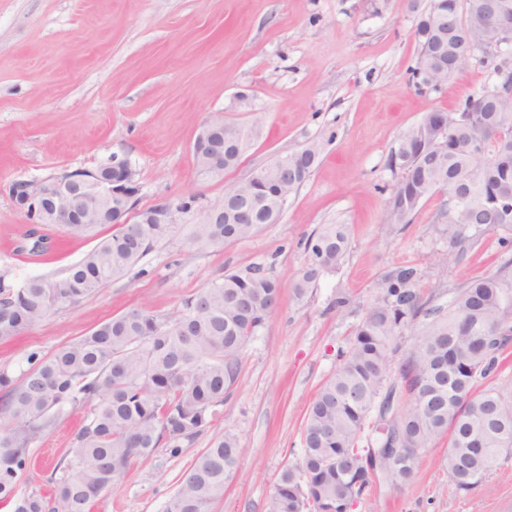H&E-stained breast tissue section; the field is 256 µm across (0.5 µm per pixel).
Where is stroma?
Listing matches in <instances>:
<instances>
[{
    "label": "stroma",
    "instance_id": "35a3bbf8",
    "mask_svg": "<svg viewBox=\"0 0 512 512\" xmlns=\"http://www.w3.org/2000/svg\"><path fill=\"white\" fill-rule=\"evenodd\" d=\"M417 18L409 0H0V278L10 284L62 276L113 232L73 235L45 226L53 251H20L30 225L6 191L12 181L117 157L137 173V208L162 197L213 204L276 157L321 145L318 164L278 223L221 250L195 249L188 236L200 215H179L172 240L125 275L0 343V368L18 376L30 353L52 355L114 316L174 312L224 269L261 265L279 279V305L245 345L218 419L179 456L161 449L135 462L92 512H162L183 471L227 431L243 451L211 512H269L280 471L300 458L307 407L335 370L376 282L413 264L426 294L444 300L450 286L497 270L493 234L456 263H438L447 249L435 229L440 196L393 233L381 229L399 182L388 160L403 133L425 112L454 109L489 81L474 60L441 92L418 91L409 78ZM242 93L250 111L239 108ZM214 115L257 131L242 162L221 179L203 177L193 152ZM322 224L348 225L350 249L300 300L294 283L304 242ZM340 293L351 298L342 310L334 306ZM81 423L78 412L54 417L31 447L20 489L45 485L57 462L72 456ZM447 450V438L438 439L407 482L373 485L352 512H512V460L463 492L442 466Z\"/></svg>",
    "mask_w": 512,
    "mask_h": 512
}]
</instances>
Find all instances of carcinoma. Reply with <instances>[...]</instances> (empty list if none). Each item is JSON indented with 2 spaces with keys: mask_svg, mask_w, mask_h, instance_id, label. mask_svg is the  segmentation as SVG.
I'll use <instances>...</instances> for the list:
<instances>
[{
  "mask_svg": "<svg viewBox=\"0 0 512 512\" xmlns=\"http://www.w3.org/2000/svg\"><path fill=\"white\" fill-rule=\"evenodd\" d=\"M422 73L437 92L465 65L457 57L470 44L484 46L482 63L493 79L512 72V0H430L415 29ZM485 89L453 111L433 110L391 152L388 166L400 181L387 201L382 229L407 224L426 199L439 193L440 234L448 249L438 262L458 261L485 233L512 242V85L499 96ZM455 124L445 138L440 123ZM196 150L200 172L222 173L210 158L224 152V170L236 168L254 140L245 125L208 127ZM317 142L286 155L288 178L274 165L235 186L242 200L260 197L264 210L241 224L237 208L224 207L213 223L194 225L190 246L222 248L252 237L280 218L288 198L310 175ZM148 207L137 224H119L67 275L31 277L19 287L0 279V342L10 341L55 311L119 278L161 242L175 224H152ZM349 249L344 224H322L304 244L307 256L294 289L305 297L320 278L336 271ZM422 272L413 265L382 276L333 373L308 407L298 462L282 469L270 512H348L383 475L407 481L419 451L448 436L443 465L459 490L480 483L512 458V381L475 391L496 373L512 342V258L497 271L448 289V303L423 299ZM280 301V283L262 266L227 269L206 288L159 316L132 310L102 323L48 357L31 353L30 368L16 380L0 368V502L13 512H90L133 463L159 448L177 456L219 415L241 368L248 340ZM410 329L413 349L396 359L395 337ZM87 409L72 458L56 465L51 492L19 491L31 445L68 409ZM242 452L226 432L182 474L162 512H210L224 494Z\"/></svg>",
  "mask_w": 512,
  "mask_h": 512,
  "instance_id": "obj_1",
  "label": "carcinoma"
}]
</instances>
